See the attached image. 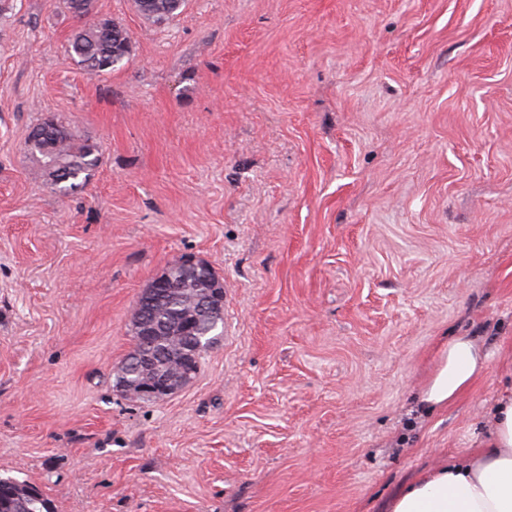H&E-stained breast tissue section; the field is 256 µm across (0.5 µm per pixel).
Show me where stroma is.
Here are the masks:
<instances>
[{
  "label": "stroma",
  "instance_id": "1",
  "mask_svg": "<svg viewBox=\"0 0 512 512\" xmlns=\"http://www.w3.org/2000/svg\"><path fill=\"white\" fill-rule=\"evenodd\" d=\"M58 0L0 16V476L55 512H388L477 455L512 385V0ZM101 164L51 186L50 116ZM224 329L164 400L118 392L141 292L182 256ZM456 336L489 354L421 391ZM136 10L147 20L163 23L173 18L183 7L184 0H134ZM71 58L92 76L108 73L128 58V32L112 19L102 18L77 26L68 40ZM488 355L471 339L452 338L439 352L437 367L425 387L423 402L439 406L454 399L487 367Z\"/></svg>",
  "mask_w": 512,
  "mask_h": 512
}]
</instances>
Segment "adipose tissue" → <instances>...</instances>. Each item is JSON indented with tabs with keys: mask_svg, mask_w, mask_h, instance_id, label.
<instances>
[{
	"mask_svg": "<svg viewBox=\"0 0 512 512\" xmlns=\"http://www.w3.org/2000/svg\"><path fill=\"white\" fill-rule=\"evenodd\" d=\"M487 366L471 339L452 338L439 352L423 402L439 406L465 390ZM389 512H512V392L497 401L493 425L480 455L429 471L400 491Z\"/></svg>",
	"mask_w": 512,
	"mask_h": 512,
	"instance_id": "ef3b65f1",
	"label": "adipose tissue"
}]
</instances>
